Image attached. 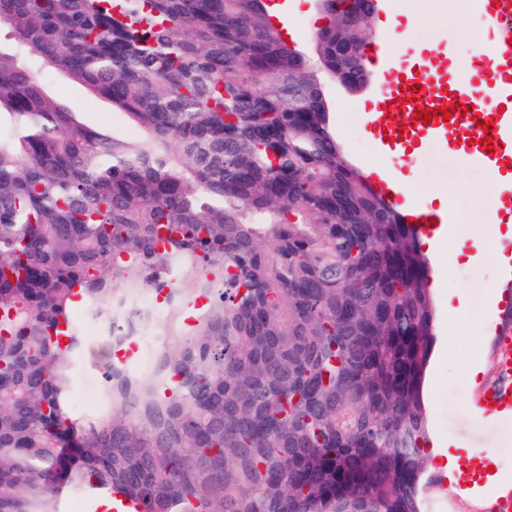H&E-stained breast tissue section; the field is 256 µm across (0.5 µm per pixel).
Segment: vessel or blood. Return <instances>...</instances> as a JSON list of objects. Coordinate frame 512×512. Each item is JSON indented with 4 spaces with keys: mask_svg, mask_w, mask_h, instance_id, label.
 Instances as JSON below:
<instances>
[{
    "mask_svg": "<svg viewBox=\"0 0 512 512\" xmlns=\"http://www.w3.org/2000/svg\"><path fill=\"white\" fill-rule=\"evenodd\" d=\"M479 13L495 33V40L481 62L491 77L486 86L459 78L454 84H446L441 68L435 58H428L419 74L403 76L400 69L390 67V50L387 44L374 47V57L384 69L383 78L375 89L373 111L367 128L376 133L383 145H390L393 138L399 137L401 130L397 118L391 117L389 110L394 100L407 99L409 87H420L419 104L422 108H438L447 104L449 97L461 102V110L453 111L450 120L430 123L416 119V126L434 138H444L458 133L469 135L472 146L466 147L469 162L486 168L492 174L503 171V163L512 156V113L503 106L512 103V0H476ZM492 120L493 134H485L482 123ZM490 138V145H483V138ZM375 188L391 202L401 205L405 218L414 221L421 233L432 231L433 224H449L452 214H435L425 204L406 202L397 184L388 178H375ZM495 357L501 376L500 384L490 396L482 398L477 406L479 413L512 412V327L501 324L496 329Z\"/></svg>",
    "mask_w": 512,
    "mask_h": 512,
    "instance_id": "vessel-or-blood-1",
    "label": "vessel or blood"
}]
</instances>
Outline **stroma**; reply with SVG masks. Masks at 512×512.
Instances as JSON below:
<instances>
[{"mask_svg": "<svg viewBox=\"0 0 512 512\" xmlns=\"http://www.w3.org/2000/svg\"><path fill=\"white\" fill-rule=\"evenodd\" d=\"M287 16L285 25L293 29L294 44L308 47L312 31L326 25L327 18L313 0H282ZM433 9L416 14L418 0H398L396 20L410 32V43L399 53L403 67L418 69L427 54L422 47L436 46L438 52L452 57L456 68L452 77L467 76L476 67L474 42L456 25L454 0H432ZM57 99L79 112L83 123L109 131L118 137L133 138L140 130L122 112L112 110L102 98L92 96L81 84L57 75L46 78ZM331 103V122L349 159L366 169L378 156L377 144L364 133L368 114L364 108L371 93L346 92L335 84H327ZM391 169L410 177L417 200H424L431 181L445 182L452 192L453 212L459 234L485 235L492 217L498 215L499 190L488 183L487 174L479 167L462 162L451 143L430 141L427 148L412 155L390 156ZM431 276L442 277L441 287L431 289L434 304H442L454 290L464 291L474 311L473 322L456 335H449L446 319H436V339L454 338L451 352L433 355L427 370L426 393L431 440L453 442L461 448H483L491 452L493 468L500 477L512 479V416L486 418L475 411V404L498 379L492 345V316L487 312L490 298L497 294L498 265L495 250H488L475 262L457 257L454 249L442 247L431 258ZM484 369L478 381H470L472 365ZM425 512H489L490 500L470 490L466 482L443 485L427 482L421 489Z\"/></svg>", "mask_w": 512, "mask_h": 512, "instance_id": "obj_1", "label": "stroma"}]
</instances>
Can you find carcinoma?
<instances>
[{
    "label": "carcinoma",
    "instance_id": "cac0c4a2",
    "mask_svg": "<svg viewBox=\"0 0 512 512\" xmlns=\"http://www.w3.org/2000/svg\"><path fill=\"white\" fill-rule=\"evenodd\" d=\"M0 0V512H423L434 344L419 231L347 157L322 84L372 44L336 0ZM142 131L83 124L38 71ZM163 296L156 363L90 351ZM67 323V331L59 330ZM93 355L106 408L72 407ZM284 4L283 10L287 16L284 25L283 35L289 43H294L300 47H309V34L328 23L326 16L315 7L312 0H280ZM290 29H297L296 36L288 33Z\"/></svg>",
    "mask_w": 512,
    "mask_h": 512
}]
</instances>
